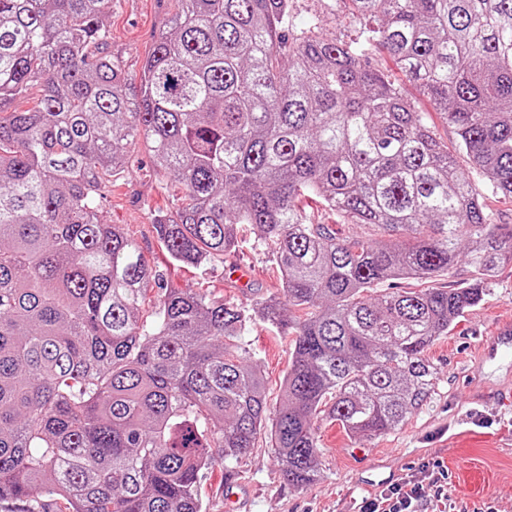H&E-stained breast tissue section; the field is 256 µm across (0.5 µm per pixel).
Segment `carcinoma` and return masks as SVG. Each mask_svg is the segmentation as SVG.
Masks as SVG:
<instances>
[{
    "label": "carcinoma",
    "instance_id": "obj_1",
    "mask_svg": "<svg viewBox=\"0 0 512 512\" xmlns=\"http://www.w3.org/2000/svg\"><path fill=\"white\" fill-rule=\"evenodd\" d=\"M176 2L132 94L108 50L112 0H0V500L29 512H205L203 469L263 431L283 480L309 485L315 420L357 438L404 424L436 391L427 349L512 267V226L365 62L392 55L512 199V0H346L376 22L357 41L321 37L294 0ZM35 86L34 108L5 111ZM136 136L185 191L154 224L171 257L204 265L249 225L281 295L168 290L101 223ZM312 201L404 242L341 238ZM460 259L463 287L388 289ZM257 320L291 355L272 418L243 343Z\"/></svg>",
    "mask_w": 512,
    "mask_h": 512
}]
</instances>
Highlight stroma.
<instances>
[{"label":"stroma","mask_w":512,"mask_h":512,"mask_svg":"<svg viewBox=\"0 0 512 512\" xmlns=\"http://www.w3.org/2000/svg\"><path fill=\"white\" fill-rule=\"evenodd\" d=\"M176 11L174 0H112L107 19L108 47L131 77H138L146 55ZM301 17L316 15L327 39H358L364 24L351 18L342 0H298ZM128 171L112 177L99 206L103 223L116 224L136 242L150 269L165 286L213 299L245 303L253 294L279 293V283L263 244L244 228L236 251L205 266L172 261L159 239L154 216L174 211L173 186L150 161L143 139L129 147ZM512 319V270L494 278L484 300L467 309L429 349L438 368L437 391L401 427L372 438H355L329 419L317 423L320 473L303 488L284 482L268 434L226 471L215 458L202 479L207 512H226L225 484L242 486L237 512H359L363 499L376 494L369 478L391 485L421 465L442 464L448 472V498L468 512H512V406L497 397L505 370H489L474 360L478 341L499 322ZM249 355L266 379L269 408H278L288 369V348L263 322L243 337Z\"/></svg>","instance_id":"stroma-1"}]
</instances>
